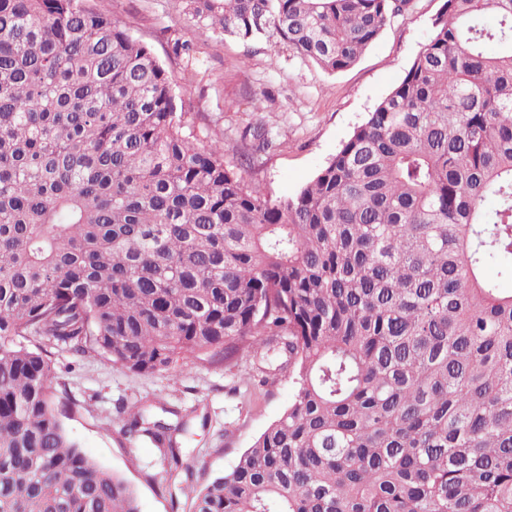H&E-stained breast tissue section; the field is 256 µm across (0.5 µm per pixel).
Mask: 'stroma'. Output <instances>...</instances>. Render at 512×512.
I'll return each mask as SVG.
<instances>
[{"instance_id":"obj_1","label":"stroma","mask_w":512,"mask_h":512,"mask_svg":"<svg viewBox=\"0 0 512 512\" xmlns=\"http://www.w3.org/2000/svg\"><path fill=\"white\" fill-rule=\"evenodd\" d=\"M148 44L173 80L200 143H224L226 162L275 199L294 195L334 157L368 112L401 81L427 43L444 0H413L350 69L331 74L282 43L246 50L242 43L198 28L187 0H90ZM191 45L178 55L175 44ZM263 128L274 146L257 153L245 133ZM55 370L76 398L55 410L82 451L124 477L140 512H170L166 494L144 476L158 466L151 442L123 443L115 407L141 400L179 409L198 408L180 446L195 459L197 483L229 471L241 452L288 408L295 385L276 375L259 385L250 357L232 372L203 363H178L154 376L133 373L95 355L64 350L52 355Z\"/></svg>"}]
</instances>
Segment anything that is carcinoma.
Returning a JSON list of instances; mask_svg holds the SVG:
<instances>
[{"instance_id":"obj_1","label":"carcinoma","mask_w":512,"mask_h":512,"mask_svg":"<svg viewBox=\"0 0 512 512\" xmlns=\"http://www.w3.org/2000/svg\"><path fill=\"white\" fill-rule=\"evenodd\" d=\"M410 2L190 10L336 73ZM491 264L512 280V0H444L401 82L279 200L199 145L109 12L0 0V512H140L55 413L47 345L142 375L282 353L293 402L180 487L187 511V423L120 407L171 512H512V289Z\"/></svg>"}]
</instances>
